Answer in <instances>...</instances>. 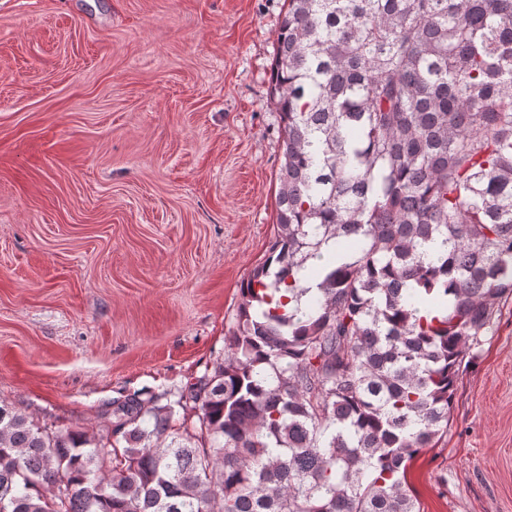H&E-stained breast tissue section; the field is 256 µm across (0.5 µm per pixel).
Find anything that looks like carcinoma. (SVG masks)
Returning a JSON list of instances; mask_svg holds the SVG:
<instances>
[{
  "mask_svg": "<svg viewBox=\"0 0 512 512\" xmlns=\"http://www.w3.org/2000/svg\"><path fill=\"white\" fill-rule=\"evenodd\" d=\"M286 2L277 235L224 357L97 435L1 401L0 512H417L512 294V0Z\"/></svg>",
  "mask_w": 512,
  "mask_h": 512,
  "instance_id": "1",
  "label": "carcinoma"
}]
</instances>
